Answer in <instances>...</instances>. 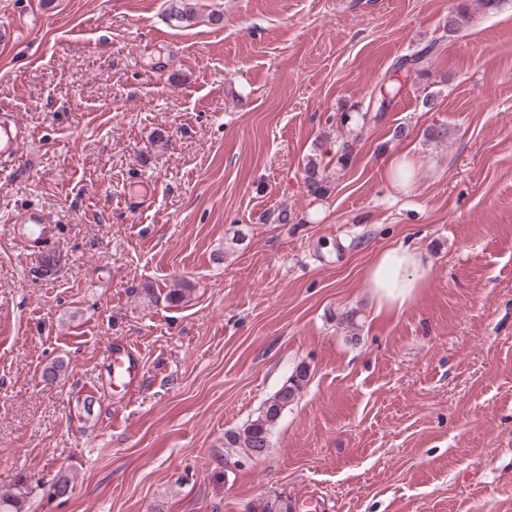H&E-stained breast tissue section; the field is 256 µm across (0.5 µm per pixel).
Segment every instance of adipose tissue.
I'll list each match as a JSON object with an SVG mask.
<instances>
[{
	"label": "adipose tissue",
	"mask_w": 512,
	"mask_h": 512,
	"mask_svg": "<svg viewBox=\"0 0 512 512\" xmlns=\"http://www.w3.org/2000/svg\"><path fill=\"white\" fill-rule=\"evenodd\" d=\"M425 271L426 261L421 252L399 247L380 255L367 281L379 306L400 308L422 287Z\"/></svg>",
	"instance_id": "ef3b65f1"
}]
</instances>
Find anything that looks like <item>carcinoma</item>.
<instances>
[{
  "mask_svg": "<svg viewBox=\"0 0 512 512\" xmlns=\"http://www.w3.org/2000/svg\"><path fill=\"white\" fill-rule=\"evenodd\" d=\"M170 18L178 23H189L193 14L183 0H167ZM503 0H461L452 11L448 12V32L455 33L466 27L473 19L471 7L478 5L484 11H496L502 6ZM436 53V45L431 44L409 56L398 59L392 66L390 76L384 77L387 81L388 96H379L374 104L375 117H380L391 105V102L399 95L401 85L399 82L389 81V77L399 72L413 70L417 77L428 84L434 83L433 65ZM304 184L312 196L323 197L328 193L329 185L327 176L320 170L319 162L309 159L304 167ZM309 373L306 368H299L292 374L280 389L269 398L256 418L250 420L242 429L225 435L229 448H261L270 440L273 428L279 421L284 409L291 404L305 382ZM31 494V488L25 482H18L7 491H0V512H24L25 502Z\"/></svg>",
  "mask_w": 512,
  "mask_h": 512,
  "instance_id": "obj_1",
  "label": "carcinoma"
}]
</instances>
